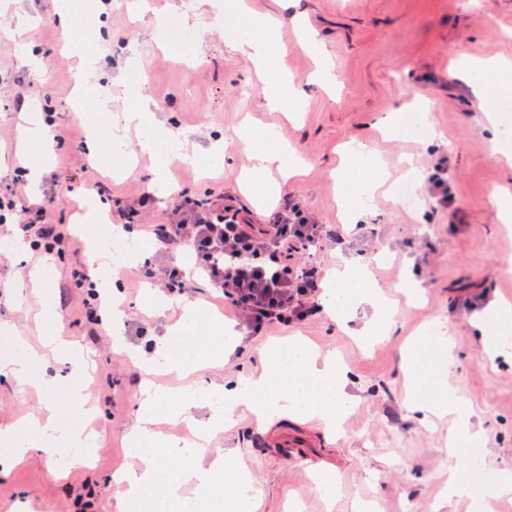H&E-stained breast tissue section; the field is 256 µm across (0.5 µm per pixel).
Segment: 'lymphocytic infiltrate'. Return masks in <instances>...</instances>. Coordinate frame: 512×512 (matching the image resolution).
I'll list each match as a JSON object with an SVG mask.
<instances>
[{
    "label": "lymphocytic infiltrate",
    "instance_id": "1",
    "mask_svg": "<svg viewBox=\"0 0 512 512\" xmlns=\"http://www.w3.org/2000/svg\"><path fill=\"white\" fill-rule=\"evenodd\" d=\"M18 237L47 252L65 251L70 235L62 225L28 219L16 225ZM151 234L162 247L185 245L198 268L219 288L225 302L242 313L249 326L285 324L305 317L307 300L320 286L317 268L292 273V254L309 249L318 235L314 224L276 221L256 227L223 215L197 213L189 224H155Z\"/></svg>",
    "mask_w": 512,
    "mask_h": 512
}]
</instances>
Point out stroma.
Returning <instances> with one entry per match:
<instances>
[{"label":"stroma","mask_w":512,"mask_h":512,"mask_svg":"<svg viewBox=\"0 0 512 512\" xmlns=\"http://www.w3.org/2000/svg\"><path fill=\"white\" fill-rule=\"evenodd\" d=\"M260 15L277 14L288 69L306 78L314 68L293 36V20L304 17L330 53L339 76L335 94L317 85L305 88L306 108L298 121L265 107L266 84L250 59L229 44L220 21L231 0H153V9L133 17L125 0H108L102 15L100 55L82 68L65 47L67 32L54 20L56 0H0V193L14 195L17 216L45 210L49 223L71 231L74 245L55 256L48 276L51 318L67 339L80 343L89 359L85 393L97 410L93 425L100 434L92 467L61 473L49 456L34 451L20 464L0 471V512H112L118 493L115 472L133 464L127 431L138 406L144 375L131 349L151 352L155 340L176 322L181 309L223 308L224 300L204 276L192 288L171 295L161 314L150 309L158 282L144 278L142 265L118 270L126 314V344L114 345L111 330L86 316V290L75 288L73 275L100 274L79 219L94 221L105 213L114 224L129 225L133 241L151 253L154 269L189 263L181 249L158 248L148 233L152 224L179 222L193 209L223 203L238 208L255 224H266L284 203L298 206L312 221L334 231L309 252L294 254L289 265L317 266L322 275L343 262L366 264L394 307L396 331L390 339L362 349L355 333L366 320L357 316L338 327L324 313L288 326L270 325L259 335L240 339L226 363L206 366L189 376L158 374L156 384L178 401L187 388L236 383L262 368L261 351L270 343L301 336L342 357L357 397L341 432L326 429L315 417L303 418L311 439L327 446L303 456L273 447L284 416L258 420L251 414H225L223 431L201 448L203 458L230 449L258 490L256 512H353L372 503V512H473L470 500L448 494V467L472 478L471 449L448 443L451 417L412 408L406 394V344L412 335L437 326L448 336L453 356L450 379L457 396L478 415L485 429L481 444L488 473L512 470V354L489 359L483 352L478 317L494 303L512 301V228L503 224L495 197L512 188V168L499 154L512 153V140L487 127L484 111L453 67L463 53L512 59V0H249ZM189 15L201 36L190 62L169 56L160 45L158 20L180 21ZM141 71V83L128 80L129 68ZM84 75L103 88L106 103L99 130L74 115L76 77ZM152 102L163 127L181 131L191 152L224 144V167L202 171L178 159L168 165L171 187L146 209L152 194L155 163L138 152V134L127 145L136 157L120 175L92 166L86 158L91 134L107 137L122 124L139 97ZM421 101L437 132L436 140L419 136H382L380 118L401 113L407 102ZM53 114V152L37 189L23 176L18 148L24 116L33 106ZM279 126L284 137L310 165L303 178L283 181L278 200L252 207L234 186L250 155L238 136L245 118ZM353 139L374 141L391 178L404 163L419 172L415 188L424 206L401 208L390 190L378 193L371 215L349 228L340 224L336 184L330 171L337 150ZM0 255V364L25 344L37 352L23 382L0 376V428L38 415L45 403L63 405L66 394H51L71 369L53 360L46 330L37 318L38 291L30 273L44 249L9 239ZM332 471L334 499H326L315 479Z\"/></svg>","instance_id":"1"}]
</instances>
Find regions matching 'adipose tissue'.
Returning a JSON list of instances; mask_svg holds the SVG:
<instances>
[{
	"label": "adipose tissue",
	"instance_id": "obj_1",
	"mask_svg": "<svg viewBox=\"0 0 512 512\" xmlns=\"http://www.w3.org/2000/svg\"><path fill=\"white\" fill-rule=\"evenodd\" d=\"M103 0H65L57 13L58 23L74 33L77 51L88 61L100 53L98 40L78 36L81 21L98 23ZM245 22L243 32L234 39L236 51L261 65L269 75L264 95L267 107L282 112H298L304 106L299 81L288 77L283 69L285 48L280 27L271 16H257L247 8H239ZM464 68L479 73L474 88L478 105H485L491 96H512V63L508 61L475 60L463 57ZM243 138L255 161L244 176L245 197L260 206L276 195L277 183L268 175L271 167L297 172L301 158L272 128H246ZM338 200L345 223H359L366 214L376 188L383 182L385 171L378 155L366 145H351L335 170ZM321 308L337 319L354 316L359 309L370 308L361 338L372 343L390 335L394 321L390 306L384 301L380 287L356 264L331 274L320 297ZM239 344V333L232 326L213 319L202 310L186 307L180 324L157 342L156 364L180 373L202 361L228 359ZM430 348L447 355L448 340L417 341L406 361L410 371L411 390L417 406L448 413L455 419L450 437L452 444L471 446L482 438L475 412L455 394L449 382L446 364L423 363L419 351ZM265 368L256 378L247 379L233 393L223 386L212 390L223 398L228 409H243L266 418L288 413L317 416L330 430L341 427L353 397L349 381L335 354L313 348L306 340L291 337L267 347L263 354ZM80 370L70 374V399L66 405L48 403L43 418L13 425L7 431L13 443L12 459L23 458L34 448V439L42 434L54 435L58 445L55 455L65 457L69 466L89 464L94 446L92 433L74 427L71 418L86 414V400L81 387ZM175 414L186 421L194 416L188 401L172 402L156 390L146 389L141 413L130 434L129 450L140 460L138 467L116 478L123 493L116 499L114 512H253V485L239 470L231 453L220 452L210 463H203L196 449L170 441L155 430L158 417ZM194 486L197 494L185 496L186 486ZM451 494L470 498L475 512H491L494 500L512 494V473L497 475L486 484L481 495H474L471 482L452 478Z\"/></svg>",
	"mask_w": 512,
	"mask_h": 512
}]
</instances>
